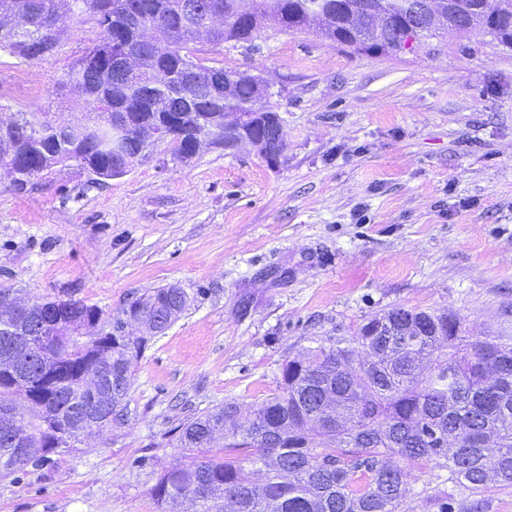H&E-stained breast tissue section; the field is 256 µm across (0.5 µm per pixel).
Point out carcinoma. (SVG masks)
<instances>
[{"label":"carcinoma","mask_w":512,"mask_h":512,"mask_svg":"<svg viewBox=\"0 0 512 512\" xmlns=\"http://www.w3.org/2000/svg\"><path fill=\"white\" fill-rule=\"evenodd\" d=\"M76 0H0L33 17L30 41L0 31V50L24 60L44 58L59 46L49 22ZM94 16L98 41L87 56L118 40L143 57L142 71L123 90L108 78L89 89L75 79L91 111L103 104L134 126L152 118L147 96L179 98L182 77L196 68L204 79L218 76L231 87L222 97L203 96L179 104L169 127L174 151L186 149L196 129L222 127L224 117L273 112L262 80L245 72L196 60L193 22L209 11L224 17L211 41L252 46L272 21L297 31L308 16L327 17L323 37L353 53L394 55L391 34L409 24L411 0H197L202 11L189 17L188 0H82ZM451 11L458 31L484 20L483 0H432ZM497 20L487 34L512 48V0H499ZM15 154L33 177L54 162L74 159L83 167L112 169L115 158L96 146L62 140L52 126L18 134ZM174 286L150 288L123 310L139 336L107 333L85 340L81 328L101 311L77 300L13 301L0 307V362L16 364L0 374V406L32 403L38 422L23 425L0 418V478L22 482L54 454L57 433L77 441L98 429L89 422L112 416L127 422L135 367L155 323H168L187 306ZM48 321L61 349L49 364L26 347L38 320ZM224 444L216 445L217 437ZM176 447L205 454L191 469L175 465L152 488L156 503L179 502L183 512H409L404 470L393 463L426 460L449 479L477 493L488 482L512 486V336L464 335L460 319L448 313L395 307L355 332L328 336L286 360L282 391L243 407L226 402L191 413L175 427ZM265 472L256 483L252 475Z\"/></svg>","instance_id":"cac0c4a2"}]
</instances>
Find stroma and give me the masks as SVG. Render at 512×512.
I'll use <instances>...</instances> for the list:
<instances>
[{
  "mask_svg": "<svg viewBox=\"0 0 512 512\" xmlns=\"http://www.w3.org/2000/svg\"><path fill=\"white\" fill-rule=\"evenodd\" d=\"M59 26L54 55L0 52V117L88 118L67 72L97 27L87 13ZM195 48L269 84L279 166L249 145L185 161L166 141L104 183L68 160L18 191L0 166V283L22 299L82 300L102 310L101 333L147 289L189 297L136 365L127 424L23 483L0 479V512H161L159 476L199 460L169 435L187 409L279 394L284 359L392 308L512 334V49L447 31L411 53L357 55L316 24L267 27L250 50ZM402 468L409 506L439 512L446 491L448 512H512V487L474 495L434 463Z\"/></svg>",
  "mask_w": 512,
  "mask_h": 512,
  "instance_id": "1",
  "label": "stroma"
}]
</instances>
